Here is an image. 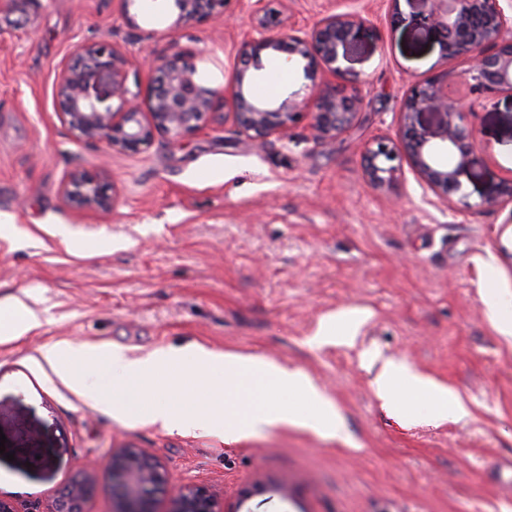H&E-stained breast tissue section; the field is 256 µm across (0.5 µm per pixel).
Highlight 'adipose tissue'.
I'll return each instance as SVG.
<instances>
[{"instance_id":"adipose-tissue-1","label":"adipose tissue","mask_w":512,"mask_h":512,"mask_svg":"<svg viewBox=\"0 0 512 512\" xmlns=\"http://www.w3.org/2000/svg\"><path fill=\"white\" fill-rule=\"evenodd\" d=\"M408 383L406 394H396L394 384L397 378ZM375 393L383 406L390 411L408 416L412 401L426 399L430 402L433 418L444 419L448 416L467 417L469 411L465 404L451 391L434 381L411 372L403 365L388 361L376 379Z\"/></svg>"}]
</instances>
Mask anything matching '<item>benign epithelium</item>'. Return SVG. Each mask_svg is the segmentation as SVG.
Returning <instances> with one entry per match:
<instances>
[{
    "label": "benign epithelium",
    "instance_id": "1",
    "mask_svg": "<svg viewBox=\"0 0 512 512\" xmlns=\"http://www.w3.org/2000/svg\"><path fill=\"white\" fill-rule=\"evenodd\" d=\"M227 0H175L177 23L201 22L224 15ZM428 21L438 32L443 54L449 61L463 60L474 85L487 92L512 94V0H431ZM254 24L241 40L238 61L231 80L217 89L201 84L186 51L177 47L163 57L148 56L144 66L154 73L142 102L129 96V61L115 45L98 41L81 46L56 83V106L60 121L78 144H102L108 153L136 154L148 147L155 135L163 134L177 145L187 135L209 126L221 111L233 114L239 131L264 141L285 137L303 113L312 116L311 129L317 141H327L356 127L366 104L359 95L340 97L320 92L288 106L264 100L250 92L251 60L266 51L285 55L290 63L307 61L309 76L322 78L343 73L339 49L350 43L363 25L354 13H331L311 27L283 17L273 0H253ZM426 112L441 115L434 130L419 125ZM475 105L448 83L442 72L413 86L397 112L399 142L375 141L365 146L364 172L380 191L393 189L406 164L421 186L437 201L463 189L472 151L467 116ZM60 194L75 209L109 214L116 193L103 175L86 170L70 173ZM512 205V180L481 197L479 205ZM112 485V512H154L157 494L166 491V477L159 462L141 448L112 452L106 465ZM94 481L76 479L53 497L44 512H84ZM169 512H223L220 502L202 485H185L171 497Z\"/></svg>",
    "mask_w": 512,
    "mask_h": 512
}]
</instances>
